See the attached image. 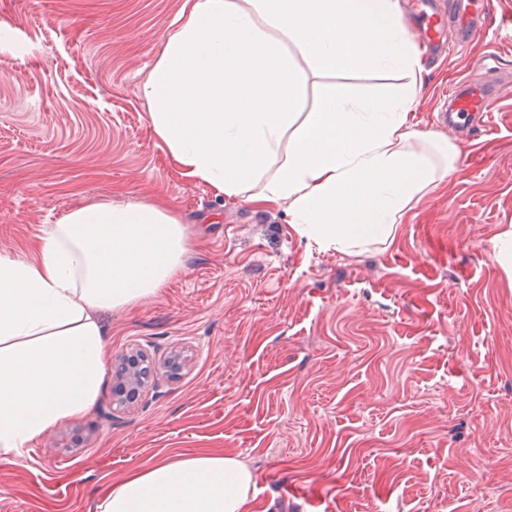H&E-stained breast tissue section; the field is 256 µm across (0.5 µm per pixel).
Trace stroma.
I'll list each match as a JSON object with an SVG mask.
<instances>
[{
    "label": "stroma",
    "instance_id": "35a3bbf8",
    "mask_svg": "<svg viewBox=\"0 0 512 512\" xmlns=\"http://www.w3.org/2000/svg\"><path fill=\"white\" fill-rule=\"evenodd\" d=\"M182 0H0L23 44L0 55V251L66 210L162 197L192 239L157 296L104 313L112 354L186 350L134 410L97 404L34 453L0 463V512H96L129 471L196 451L244 463L242 512H512V90L494 128L466 137L431 116L487 63L512 77V0H489L494 46L449 27L424 61L418 130L456 144L454 171L409 210L391 245L320 250L283 207L217 197L155 138L138 87ZM381 95L368 69L308 76ZM291 493H282V486Z\"/></svg>",
    "mask_w": 512,
    "mask_h": 512
}]
</instances>
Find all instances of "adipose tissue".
Here are the masks:
<instances>
[{"label":"adipose tissue","instance_id":"ef3b65f1","mask_svg":"<svg viewBox=\"0 0 512 512\" xmlns=\"http://www.w3.org/2000/svg\"><path fill=\"white\" fill-rule=\"evenodd\" d=\"M302 62L384 71L396 92L332 85L307 112ZM421 72L400 0H185L139 94L183 177L286 207L301 237L349 252L391 244L460 154L412 122ZM189 248L168 203L104 201L0 253V461L93 407L110 356L103 313L156 296ZM252 482L236 458L189 453L129 472L99 512H241Z\"/></svg>","mask_w":512,"mask_h":512}]
</instances>
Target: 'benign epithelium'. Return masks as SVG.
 I'll use <instances>...</instances> for the list:
<instances>
[{"mask_svg":"<svg viewBox=\"0 0 512 512\" xmlns=\"http://www.w3.org/2000/svg\"><path fill=\"white\" fill-rule=\"evenodd\" d=\"M188 367V358L173 351L155 363L141 351L118 355L112 362V402L120 407H135L142 402L151 379L158 374L176 377Z\"/></svg>","mask_w":512,"mask_h":512,"instance_id":"benign-epithelium-1","label":"benign epithelium"}]
</instances>
